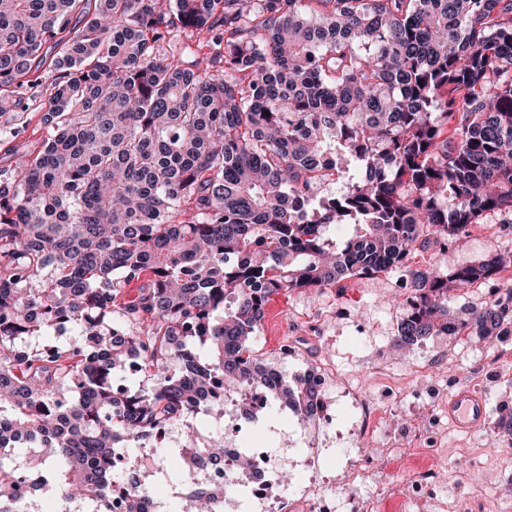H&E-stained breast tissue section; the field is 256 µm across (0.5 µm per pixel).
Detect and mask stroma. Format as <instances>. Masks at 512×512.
Wrapping results in <instances>:
<instances>
[{
  "mask_svg": "<svg viewBox=\"0 0 512 512\" xmlns=\"http://www.w3.org/2000/svg\"><path fill=\"white\" fill-rule=\"evenodd\" d=\"M41 115L37 101L27 111L0 114V168L13 164V129L23 130L29 146L40 144L44 134ZM510 251L512 224H477L450 242L447 251L433 247L414 252L410 264L415 268L435 264L446 272ZM402 279V273L395 270L351 279L320 293L296 290L270 302L256 343L264 363L293 376L327 363L337 374L333 380L335 424L324 427L293 414H270L264 431L268 445L287 449L291 479H305V459L313 456L326 479L344 488L349 483L350 460L368 453L357 442L356 412L362 399L381 402L387 392H394L398 411L390 423L399 430L412 429L423 425L430 411L413 392V385L444 384L452 393L464 385L485 394L484 426L462 430L444 417L436 433L465 458H480L485 469L477 479L467 468L453 465L448 478L463 494L477 491L483 482L512 492V481L502 475L507 459L512 458V434L497 427L501 409H512V361H498L491 341L477 336H433L417 345L397 342V324L409 298ZM286 336L296 346L289 357L281 350ZM494 428L499 431L495 439L490 436Z\"/></svg>",
  "mask_w": 512,
  "mask_h": 512,
  "instance_id": "obj_1",
  "label": "stroma"
}]
</instances>
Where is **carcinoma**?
Returning <instances> with one entry per match:
<instances>
[{"mask_svg": "<svg viewBox=\"0 0 512 512\" xmlns=\"http://www.w3.org/2000/svg\"><path fill=\"white\" fill-rule=\"evenodd\" d=\"M33 88L47 135L0 170V512H112L115 482L145 512L164 470L112 461L170 424L160 465L223 462L195 418L224 414L214 379L265 380L280 293L398 269L399 343L512 322V287L448 311L502 255L408 264L512 217V0H0V114ZM272 400L309 418L316 396ZM492 296L491 288H468V291L463 296L455 297L449 303L450 312L454 316L465 317L462 310L471 307H480L488 302Z\"/></svg>", "mask_w": 512, "mask_h": 512, "instance_id": "obj_1", "label": "carcinoma"}]
</instances>
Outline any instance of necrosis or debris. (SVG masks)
<instances>
[{
  "instance_id": "necrosis-or-debris-1",
  "label": "necrosis or debris",
  "mask_w": 512,
  "mask_h": 512,
  "mask_svg": "<svg viewBox=\"0 0 512 512\" xmlns=\"http://www.w3.org/2000/svg\"><path fill=\"white\" fill-rule=\"evenodd\" d=\"M213 397L224 401V462L218 466L203 464L187 473L180 493L185 499L183 512H192L195 491L220 488L224 491V512H481L480 499L461 496L448 490L442 480L447 456L428 441L426 431L414 433L408 447L378 448L372 461H357L352 483L364 487L365 495L336 498V488L318 483L319 465L311 460L307 468L309 485L286 495L277 494L282 482L285 460L269 447H250L240 441L242 407L253 414L265 413L271 406L267 388L252 386L238 395H227L223 383L212 385ZM248 457L251 467L240 471L238 461ZM404 459L401 482L390 481L388 465L396 457Z\"/></svg>"
}]
</instances>
